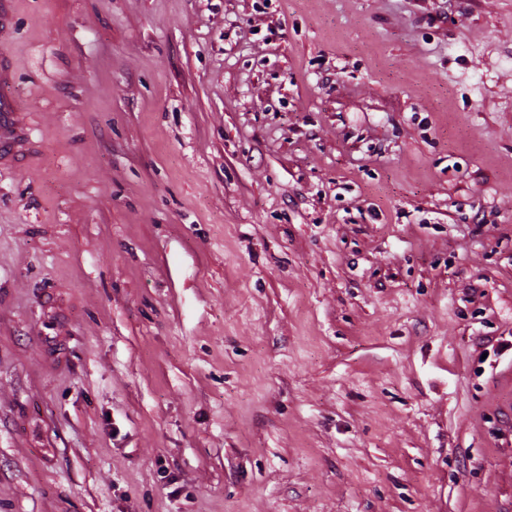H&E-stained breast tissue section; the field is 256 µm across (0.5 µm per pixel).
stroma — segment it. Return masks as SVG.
<instances>
[{"label":"stroma","mask_w":512,"mask_h":512,"mask_svg":"<svg viewBox=\"0 0 512 512\" xmlns=\"http://www.w3.org/2000/svg\"><path fill=\"white\" fill-rule=\"evenodd\" d=\"M0 512H512V0H12Z\"/></svg>","instance_id":"stroma-1"}]
</instances>
